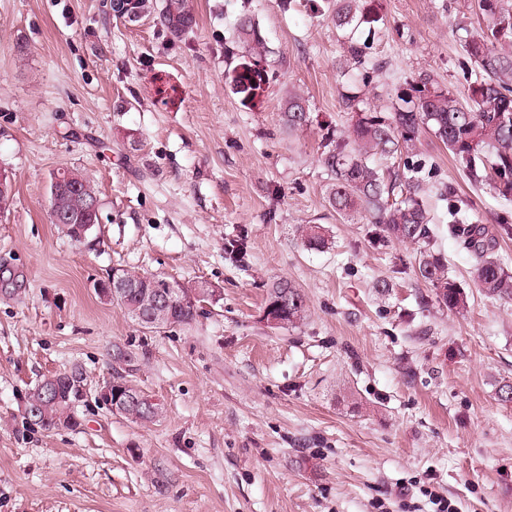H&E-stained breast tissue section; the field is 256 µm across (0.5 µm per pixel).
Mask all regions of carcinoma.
<instances>
[{
	"label": "carcinoma",
	"instance_id": "cac0c4a2",
	"mask_svg": "<svg viewBox=\"0 0 512 512\" xmlns=\"http://www.w3.org/2000/svg\"><path fill=\"white\" fill-rule=\"evenodd\" d=\"M362 0H327L331 20L336 29L347 34V62L362 71L363 87L370 84L371 62L367 46L353 39L361 24H374L380 18L361 7ZM469 8L480 14L484 26L467 33L458 75L465 82L470 104H462L433 75L420 72L408 83L400 96L401 104L392 107L390 115L367 107L366 94L342 95L343 104L352 113L346 137H326L321 163L333 184L330 206L339 214L359 211L369 214L374 223L384 225L388 236L402 242L421 243L429 238L432 217L421 194L424 192L415 164L405 162L398 168L391 160L402 152L413 150L422 130L431 132L447 149L458 170L477 189H487L496 198L512 201V0H470ZM191 14L187 0H164L160 22L179 37L187 32L183 17ZM239 40L251 45L257 55L265 46L255 23L248 17L238 25ZM282 121L288 131L300 130L310 122L306 101L299 96L288 99ZM66 183L77 185L90 198H98L94 185L84 175L67 171ZM455 236L474 257L471 277L484 295L512 301V272L504 269L495 257L496 236L485 224H477L456 209L450 214ZM302 242L310 250L328 247L321 225L305 224ZM418 275L436 291L437 301L449 311L464 314L469 307L467 294L448 276L443 256L430 250L420 253ZM182 289L184 303L172 304L164 319L153 325H188L197 315L190 297L206 294L202 285L194 288L173 283ZM273 309L276 326L293 325L304 319L307 304L301 290L292 282L280 279L267 291L264 309ZM45 385L34 387L30 399L41 403L37 425L52 431L67 419L77 426L75 407L79 398L55 402L44 397ZM159 415L158 404L144 396L133 422H153Z\"/></svg>",
	"mask_w": 512,
	"mask_h": 512
}]
</instances>
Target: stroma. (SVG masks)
Wrapping results in <instances>:
<instances>
[{
	"label": "stroma",
	"mask_w": 512,
	"mask_h": 512,
	"mask_svg": "<svg viewBox=\"0 0 512 512\" xmlns=\"http://www.w3.org/2000/svg\"><path fill=\"white\" fill-rule=\"evenodd\" d=\"M372 0L361 26L379 68L371 104L389 112L407 82L432 72L459 98L465 0ZM197 24L172 37L157 13L129 24L106 0H0V172L14 194L0 213V512H512V302L485 298L472 256L448 231L457 207L493 227L512 271V203L472 188L430 134L413 161L435 215L430 249L471 298L440 305L417 273L420 245L368 216L336 214L320 161L358 70L324 0H189ZM256 23L267 51L237 40ZM261 72L260 89L235 78ZM310 125L291 132L290 94ZM73 170L100 191L83 242L49 216L51 180ZM455 187L442 200L435 190ZM319 224L329 248L306 249ZM245 232L247 254L224 245ZM124 268L221 288L188 326L150 331L94 284ZM285 278L308 305L295 326L263 320ZM387 281L389 290L376 284ZM162 407L139 425L91 395L80 425L26 423L23 397L80 366L91 392L113 354Z\"/></svg>",
	"instance_id": "obj_1"
}]
</instances>
